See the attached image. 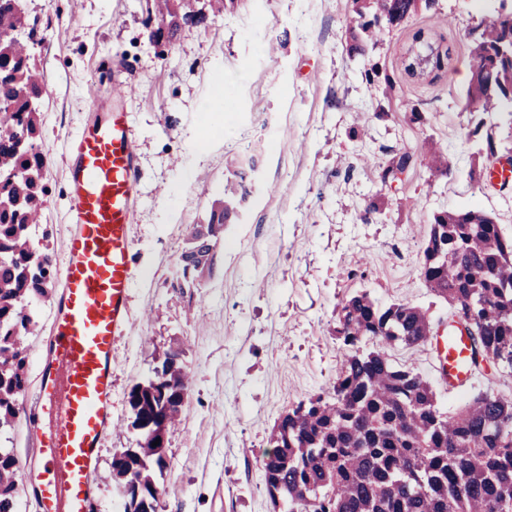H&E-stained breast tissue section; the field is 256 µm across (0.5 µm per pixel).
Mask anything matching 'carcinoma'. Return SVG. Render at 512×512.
Here are the masks:
<instances>
[{"label": "carcinoma", "mask_w": 512, "mask_h": 512, "mask_svg": "<svg viewBox=\"0 0 512 512\" xmlns=\"http://www.w3.org/2000/svg\"><path fill=\"white\" fill-rule=\"evenodd\" d=\"M234 0H151L144 24L155 40L201 26L210 12ZM424 2L355 0L365 40L382 29L378 16L402 21ZM483 21L470 61L465 108L512 115V0H496ZM43 40L39 18L21 0H0V434L23 414L26 341L38 331L36 309L55 285L52 255L35 245L33 229L47 203L49 160L39 149L43 76L31 46ZM245 200L235 182L195 224L181 259L182 287L210 272L224 226ZM420 276L453 306L474 312L476 364L491 359L512 376V237L475 208L443 212L430 225ZM426 313L408 303L378 306L366 293L341 308L336 336L347 347L332 392L292 406L278 418L264 461L272 512H512V400L481 394L447 416L414 369L395 365L382 349L364 351L368 338L416 348L432 335ZM181 351L171 349L128 395L138 446L117 452L110 477L138 485L147 496L124 502L123 512H159L157 477L167 468L164 438L174 429L188 390ZM159 445L152 446L153 442ZM18 459L0 445V512H19Z\"/></svg>", "instance_id": "obj_1"}]
</instances>
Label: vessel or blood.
<instances>
[{
	"instance_id": "b4317fda",
	"label": "vessel or blood",
	"mask_w": 512,
	"mask_h": 512,
	"mask_svg": "<svg viewBox=\"0 0 512 512\" xmlns=\"http://www.w3.org/2000/svg\"><path fill=\"white\" fill-rule=\"evenodd\" d=\"M68 158L65 266L26 415L42 463L27 476L38 512H95L97 456L114 425L113 346L128 325L138 185L128 114L82 130ZM427 354L449 390L475 373L471 338L456 323L429 336Z\"/></svg>"
}]
</instances>
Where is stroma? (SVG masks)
<instances>
[{
  "label": "stroma",
  "instance_id": "obj_1",
  "mask_svg": "<svg viewBox=\"0 0 512 512\" xmlns=\"http://www.w3.org/2000/svg\"><path fill=\"white\" fill-rule=\"evenodd\" d=\"M146 0H25L44 24L32 49L45 93L39 144L50 159L42 241L62 261L69 197L65 146L92 118L129 112L141 195L132 229L129 329L112 369L116 427L102 443L97 512H122L109 480L117 449L133 448L128 393L169 348L191 378L167 437L161 512H272L263 462L288 407L330 391L346 351L341 306L368 294L408 303L432 324L451 315L420 264L437 214L474 207L512 237V184L484 178L483 136L512 139V115L469 112L473 33L491 0H438L356 49L354 0H236L166 46L149 39ZM449 52L428 78L406 68L416 34ZM378 67L379 82L365 73ZM133 96L112 97L114 84ZM96 89V108L88 91ZM448 157L450 174L424 163ZM410 152L401 177L393 157ZM249 195L214 249L213 267L183 293L170 284L193 225L205 222L232 171ZM453 414L483 391L512 399V377L486 364L451 393L424 347L391 349Z\"/></svg>",
  "mask_w": 512,
  "mask_h": 512
}]
</instances>
